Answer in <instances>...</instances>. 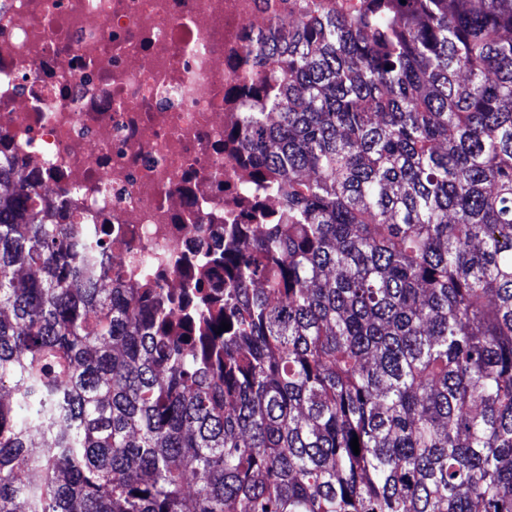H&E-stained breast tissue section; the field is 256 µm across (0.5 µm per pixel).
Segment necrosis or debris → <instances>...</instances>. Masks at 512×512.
Segmentation results:
<instances>
[{
	"label": "necrosis or debris",
	"instance_id": "4bbe7bcc",
	"mask_svg": "<svg viewBox=\"0 0 512 512\" xmlns=\"http://www.w3.org/2000/svg\"><path fill=\"white\" fill-rule=\"evenodd\" d=\"M278 0H0V153L168 294L251 221L232 68Z\"/></svg>",
	"mask_w": 512,
	"mask_h": 512
}]
</instances>
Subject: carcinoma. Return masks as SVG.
Segmentation results:
<instances>
[{"instance_id":"cac0c4a2","label":"carcinoma","mask_w":512,"mask_h":512,"mask_svg":"<svg viewBox=\"0 0 512 512\" xmlns=\"http://www.w3.org/2000/svg\"><path fill=\"white\" fill-rule=\"evenodd\" d=\"M291 13L234 76L276 209L222 304L0 158V512H512V0Z\"/></svg>"}]
</instances>
